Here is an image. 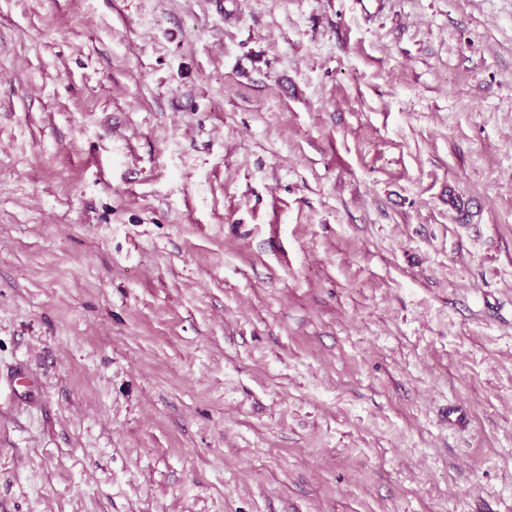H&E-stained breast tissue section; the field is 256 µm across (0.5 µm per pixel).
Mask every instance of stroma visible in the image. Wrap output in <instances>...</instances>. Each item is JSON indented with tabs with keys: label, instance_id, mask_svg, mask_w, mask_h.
<instances>
[{
	"label": "stroma",
	"instance_id": "obj_1",
	"mask_svg": "<svg viewBox=\"0 0 512 512\" xmlns=\"http://www.w3.org/2000/svg\"><path fill=\"white\" fill-rule=\"evenodd\" d=\"M8 375L0 512H512V0H0Z\"/></svg>",
	"mask_w": 512,
	"mask_h": 512
}]
</instances>
